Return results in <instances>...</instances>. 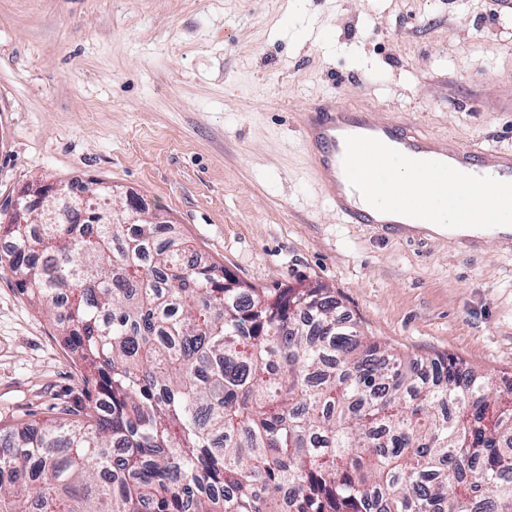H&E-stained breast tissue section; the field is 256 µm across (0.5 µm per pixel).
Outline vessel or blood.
Listing matches in <instances>:
<instances>
[{
    "label": "vessel or blood",
    "mask_w": 512,
    "mask_h": 512,
    "mask_svg": "<svg viewBox=\"0 0 512 512\" xmlns=\"http://www.w3.org/2000/svg\"><path fill=\"white\" fill-rule=\"evenodd\" d=\"M302 144L313 173L337 217L344 224H363L381 237L425 244L452 237L464 254L487 243L512 251V150L464 147L427 137L410 124L382 119L325 101L297 115ZM427 173L433 195L418 189L399 195L391 203L376 201L379 184L391 178V160ZM492 181L497 206L480 224H434L431 199L464 207L469 194Z\"/></svg>",
    "instance_id": "obj_1"
}]
</instances>
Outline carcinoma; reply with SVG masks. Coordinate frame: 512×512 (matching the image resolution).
I'll use <instances>...</instances> for the list:
<instances>
[{
  "instance_id": "obj_1",
  "label": "carcinoma",
  "mask_w": 512,
  "mask_h": 512,
  "mask_svg": "<svg viewBox=\"0 0 512 512\" xmlns=\"http://www.w3.org/2000/svg\"><path fill=\"white\" fill-rule=\"evenodd\" d=\"M1 224L90 362L0 438V512H512V378L363 335L322 286L226 287L171 225Z\"/></svg>"
}]
</instances>
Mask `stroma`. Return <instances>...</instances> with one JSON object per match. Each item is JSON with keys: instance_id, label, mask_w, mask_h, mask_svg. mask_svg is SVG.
I'll use <instances>...</instances> for the list:
<instances>
[{"instance_id": "1", "label": "stroma", "mask_w": 512, "mask_h": 512, "mask_svg": "<svg viewBox=\"0 0 512 512\" xmlns=\"http://www.w3.org/2000/svg\"><path fill=\"white\" fill-rule=\"evenodd\" d=\"M328 98L512 149V9L498 0H0V201L96 178L201 262L321 284L364 335L512 376V254L459 257L340 223L297 111ZM0 269V431L75 403L84 366Z\"/></svg>"}]
</instances>
